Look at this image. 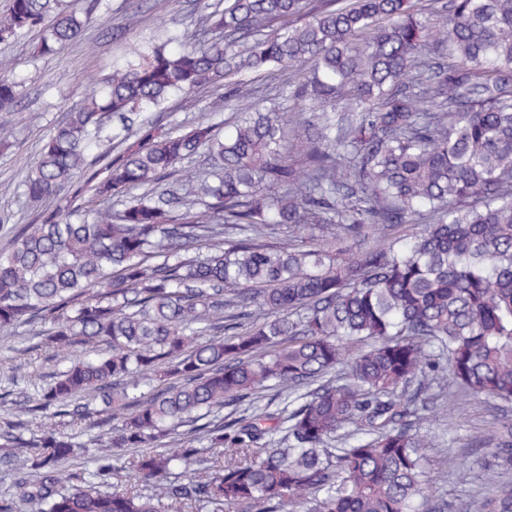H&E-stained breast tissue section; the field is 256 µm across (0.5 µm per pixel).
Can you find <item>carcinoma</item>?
Wrapping results in <instances>:
<instances>
[{"label": "carcinoma", "mask_w": 512, "mask_h": 512, "mask_svg": "<svg viewBox=\"0 0 512 512\" xmlns=\"http://www.w3.org/2000/svg\"><path fill=\"white\" fill-rule=\"evenodd\" d=\"M61 2L10 0L0 40L51 16L39 50L58 53L100 6ZM179 42L131 46L23 181L60 204L0 252V328L43 323L61 365L0 428L15 472L0 512H437L422 427L437 361L462 394L512 401V0H222ZM272 74L300 111L253 101L244 76ZM227 87L222 137L206 116L148 118ZM20 94L0 76L1 130ZM290 126L317 129L298 164ZM202 150V174L163 184ZM281 227L288 242L265 241ZM33 412L51 423L28 435ZM68 417L102 434L80 443ZM480 441L512 465L511 427ZM123 448L145 449L130 473L151 494L109 487ZM78 449L94 469H66ZM489 505L512 512V490Z\"/></svg>", "instance_id": "1"}]
</instances>
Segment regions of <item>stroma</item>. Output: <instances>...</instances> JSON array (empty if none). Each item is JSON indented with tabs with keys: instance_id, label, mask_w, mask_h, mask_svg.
Wrapping results in <instances>:
<instances>
[{
	"instance_id": "1",
	"label": "stroma",
	"mask_w": 512,
	"mask_h": 512,
	"mask_svg": "<svg viewBox=\"0 0 512 512\" xmlns=\"http://www.w3.org/2000/svg\"><path fill=\"white\" fill-rule=\"evenodd\" d=\"M182 12H174L169 0H101L81 38L53 55L37 54L40 32L0 41V66L8 65L22 82V96L12 127L0 133L9 149H0V251L15 227L30 223L36 208L27 205L22 180L39 156L52 128L65 121L68 112L82 106L95 80L107 77L126 60L129 45L161 44L180 35L195 20L193 0H184ZM133 29H126L128 18ZM216 94L201 91L191 99L173 95L161 122L180 128L209 112ZM57 358L42 345L35 329L26 326L0 336V422L15 418L20 394H37L51 384ZM512 423V403L467 397L454 409L439 410L429 429L438 445L429 451L427 476L444 512H487L479 496L488 469L498 457L490 449L473 445L476 434ZM468 467L467 482L457 472Z\"/></svg>"
}]
</instances>
